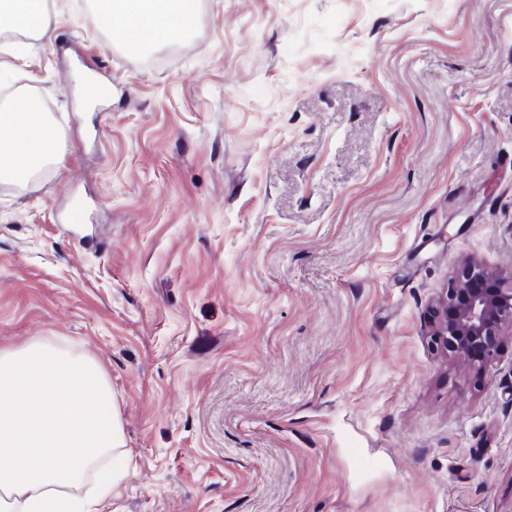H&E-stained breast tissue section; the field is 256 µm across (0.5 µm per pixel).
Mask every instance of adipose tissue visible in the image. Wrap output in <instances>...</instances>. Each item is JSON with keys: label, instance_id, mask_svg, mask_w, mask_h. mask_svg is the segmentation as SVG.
<instances>
[{"label": "adipose tissue", "instance_id": "1", "mask_svg": "<svg viewBox=\"0 0 512 512\" xmlns=\"http://www.w3.org/2000/svg\"><path fill=\"white\" fill-rule=\"evenodd\" d=\"M99 20L111 34L130 25L145 41L171 42L200 17L194 0H112ZM56 142L27 101L0 111V177H33ZM123 446L112 386L94 359L40 342L0 348V512H93L75 489L92 471L98 495L108 493L126 472L94 465Z\"/></svg>", "mask_w": 512, "mask_h": 512}]
</instances>
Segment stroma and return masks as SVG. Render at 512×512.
<instances>
[{
  "instance_id": "stroma-1",
  "label": "stroma",
  "mask_w": 512,
  "mask_h": 512,
  "mask_svg": "<svg viewBox=\"0 0 512 512\" xmlns=\"http://www.w3.org/2000/svg\"><path fill=\"white\" fill-rule=\"evenodd\" d=\"M87 2L0 40L59 134L0 182V348L105 369L102 512H512V335L426 334L466 257L512 272V0H196L131 52Z\"/></svg>"
}]
</instances>
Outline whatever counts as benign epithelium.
I'll list each match as a JSON object with an SVG mask.
<instances>
[{
	"instance_id": "1",
	"label": "benign epithelium",
	"mask_w": 512,
	"mask_h": 512,
	"mask_svg": "<svg viewBox=\"0 0 512 512\" xmlns=\"http://www.w3.org/2000/svg\"><path fill=\"white\" fill-rule=\"evenodd\" d=\"M507 329L512 330V274L503 276L477 259H465L432 303L427 330L432 345L482 370L495 359Z\"/></svg>"
}]
</instances>
